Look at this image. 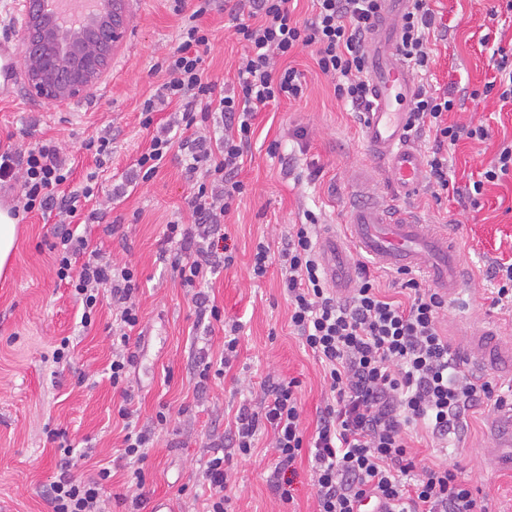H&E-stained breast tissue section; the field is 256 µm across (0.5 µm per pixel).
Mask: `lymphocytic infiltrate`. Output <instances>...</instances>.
<instances>
[{
    "label": "lymphocytic infiltrate",
    "instance_id": "lymphocytic-infiltrate-1",
    "mask_svg": "<svg viewBox=\"0 0 512 512\" xmlns=\"http://www.w3.org/2000/svg\"><path fill=\"white\" fill-rule=\"evenodd\" d=\"M174 2L185 19L177 48L161 62L164 82L142 104L140 124L155 133L134 167L138 179L149 181L172 150L180 151L190 184V221L167 224L164 241L175 247L170 265L181 285L191 290L199 317L217 321L221 311L203 287L216 268L234 262L224 218L246 191L239 174L255 120L262 109L300 100L307 91L303 72L286 65V58L311 50L319 71L333 83L337 100L363 114L371 102L366 42L384 0H312L314 14L302 23L292 16L291 0H234V33L247 51L229 90L208 76L200 53L209 44L200 19L211 0ZM430 2L409 0L399 21L397 53L419 78L410 125L428 129L434 137L426 166L432 196L439 201L449 196L452 184L449 149L465 139H488L489 132L444 119L457 102L428 82L431 43L447 33ZM165 110L171 113L167 124L155 127V114ZM85 148L93 152L96 168L76 182L67 154L58 145L0 146V190L11 197L16 217L57 208L59 228L49 244L54 274L81 301L83 326H91L95 318L101 289H110L115 318L109 380L121 390L133 363L131 334L141 320L136 301L140 284L133 267L112 261L73 227L78 218L87 224L99 221V212L85 213L81 206L97 196L98 171L112 157L107 136L89 138ZM318 225L311 211L305 212L303 223L289 225L279 251V272L289 322L320 363L331 396L310 430L302 419L297 380L265 381L259 405H240L234 429L206 461V512H232L223 495L231 476L227 462L233 456L249 458L257 436L265 431L272 436L276 461L270 485L283 503L294 499L287 474L306 455L312 464L317 512H362L368 500L388 512H489L454 465L418 467L411 440L424 430L439 444H447L467 430L474 413L488 408L511 412L512 393L457 358L442 330L447 300L409 272L398 277L407 299L396 301L382 293L368 262L357 260L352 292L336 297L317 254ZM238 332L235 324L225 330L219 359L203 352L194 356L192 371L199 388H206L211 375L231 368ZM118 415L125 423L122 456L131 462L127 484L139 490L146 483L152 438L137 428L129 407L119 406ZM49 438L60 452L58 472L43 491L49 512H103L110 470L75 475L71 444L55 431Z\"/></svg>",
    "mask_w": 512,
    "mask_h": 512
}]
</instances>
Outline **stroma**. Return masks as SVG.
<instances>
[{
    "mask_svg": "<svg viewBox=\"0 0 512 512\" xmlns=\"http://www.w3.org/2000/svg\"><path fill=\"white\" fill-rule=\"evenodd\" d=\"M496 3L431 2L448 26L446 40L433 50V83L451 89L462 101L448 120L482 125L491 133L487 140H463L455 146L448 166L460 194L439 203L426 185L411 198L395 197L388 176L368 150L360 122L337 100L310 52L290 58V65L306 77V95L259 112L240 173L246 192L224 219L235 261L214 275L208 289L224 320L241 324L238 358L203 391L190 374L191 356L205 345L220 353L224 330L221 322L207 330L198 326L190 295L161 258L165 225L188 215L190 186L179 153H172L150 181L130 180L132 165L152 136L139 123L141 105L165 78L154 65L178 44L181 17L173 0H127L132 22L126 36L114 48L110 68L80 97L48 103L31 96L22 83L19 99L0 101V139L13 134L30 144L56 142L73 159L78 180L95 168L85 141L103 132L112 136V165L99 195L112 197L113 185L121 182L126 191L112 198L100 223L82 230L104 253L133 265L140 281V333L130 342L134 364L129 386L139 426L154 431L140 512H150L153 500L162 496L175 512H203L207 448L226 435L242 400L259 399L267 377L299 380L303 419L307 427H315L328 396L321 368L289 325L277 271L262 278L252 271L257 242L280 247L289 225L300 223L304 211L320 213L323 229L336 233L342 232L355 202L371 200L425 224L447 225L468 274L442 321L452 349L464 352L467 329H512V312L493 307L486 280L491 261L512 260V175L485 184L477 201L467 196L479 172L494 165L502 146L512 143V110L501 108L496 96L480 94L495 74L493 48L482 46L480 38ZM202 22L210 31L205 67L218 82L232 84L245 46L234 35L224 0H213ZM301 128L308 133L304 153L294 136ZM311 164L322 169L316 182L297 183L288 174ZM55 228L49 211L31 213L20 222L11 272L0 278V512H47L42 490L55 477L59 460V450L47 436L53 428L64 431L76 446L91 444L92 460H77L75 474L87 473L97 463L110 467L105 508L128 512L133 491L126 484L123 422L117 414L123 398L104 373L112 355L110 297L102 295L94 323L81 327L78 301L52 272L48 244ZM64 337L76 344L74 361L59 370L49 356ZM162 409L170 420L159 426L155 416ZM497 416L491 409L471 415L467 432L449 449L423 447L419 457L429 466L445 459L456 464L490 512H512V469L490 464ZM274 466L265 447L256 448L250 459L233 458L225 493L234 512H316L308 459L295 465L290 506L271 490Z\"/></svg>",
    "mask_w": 512,
    "mask_h": 512,
    "instance_id": "1",
    "label": "stroma"
}]
</instances>
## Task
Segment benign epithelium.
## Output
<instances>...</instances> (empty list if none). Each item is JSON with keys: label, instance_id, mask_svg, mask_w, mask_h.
<instances>
[{"label": "benign epithelium", "instance_id": "7a95c632", "mask_svg": "<svg viewBox=\"0 0 512 512\" xmlns=\"http://www.w3.org/2000/svg\"><path fill=\"white\" fill-rule=\"evenodd\" d=\"M48 2L27 0L21 65L31 94L55 103L80 96L109 68L129 18L125 0H101L103 12L86 15L78 29L61 28Z\"/></svg>", "mask_w": 512, "mask_h": 512}]
</instances>
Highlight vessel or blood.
Segmentation results:
<instances>
[{"instance_id":"1","label":"vessel or blood","mask_w":512,"mask_h":512,"mask_svg":"<svg viewBox=\"0 0 512 512\" xmlns=\"http://www.w3.org/2000/svg\"><path fill=\"white\" fill-rule=\"evenodd\" d=\"M406 0H386L387 8L371 38L373 56L368 74L373 103L363 115L364 135L374 158L390 174L396 192L415 194L423 181V162L417 147L407 136L410 114L405 104L414 92V78L394 49L393 20ZM21 49L20 40L0 43V98H10L18 84L13 61ZM345 242L322 235L319 243L329 281L339 293H349L353 278L344 244H351L376 266L408 270L455 299L465 283V271L448 242L445 225L424 224L412 216L377 203L350 211ZM464 352L466 363L480 367L512 368V336L483 327L470 331Z\"/></svg>"}]
</instances>
